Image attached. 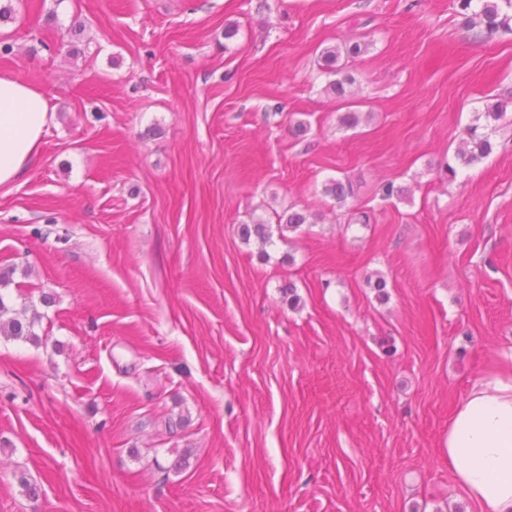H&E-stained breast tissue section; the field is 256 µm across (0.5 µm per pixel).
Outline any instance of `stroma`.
<instances>
[{
    "label": "stroma",
    "instance_id": "35a3bbf8",
    "mask_svg": "<svg viewBox=\"0 0 512 512\" xmlns=\"http://www.w3.org/2000/svg\"><path fill=\"white\" fill-rule=\"evenodd\" d=\"M13 5L0 74L56 116L0 192V293L40 317L0 335V512H478L445 440L512 370V32L453 0ZM361 39L336 99L321 54ZM477 114V115H476ZM504 106L501 103L487 104L484 112L475 113L472 124L468 128L469 138L465 140L456 152V158L464 166H469L488 157L493 151L491 134L493 128L492 122H498L505 116ZM484 118L485 124H480ZM490 127V129H489ZM480 130H488L480 131ZM38 320L37 314H33L31 318L13 317L6 322L0 321V334L3 336H11L15 338H23L24 336H36L33 332L34 325Z\"/></svg>",
    "mask_w": 512,
    "mask_h": 512
}]
</instances>
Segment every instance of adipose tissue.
<instances>
[{
  "label": "adipose tissue",
  "mask_w": 512,
  "mask_h": 512,
  "mask_svg": "<svg viewBox=\"0 0 512 512\" xmlns=\"http://www.w3.org/2000/svg\"><path fill=\"white\" fill-rule=\"evenodd\" d=\"M54 119L41 89L0 76V190L29 171ZM445 450L452 481L479 512H512V373L473 382L448 422Z\"/></svg>",
  "instance_id": "obj_1"
}]
</instances>
